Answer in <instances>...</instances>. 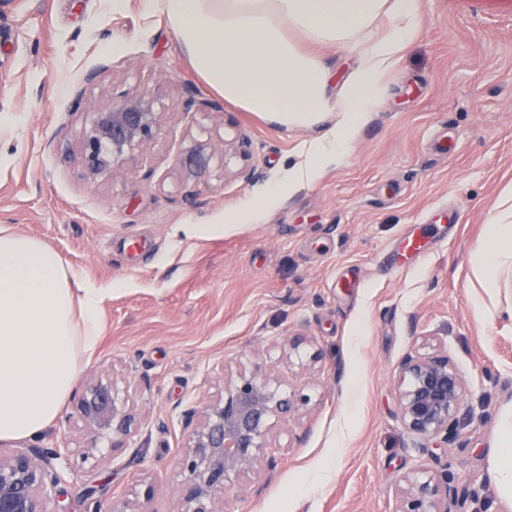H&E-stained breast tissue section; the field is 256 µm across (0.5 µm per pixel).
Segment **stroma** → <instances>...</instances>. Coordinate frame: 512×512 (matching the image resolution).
I'll return each instance as SVG.
<instances>
[{"instance_id": "obj_1", "label": "stroma", "mask_w": 512, "mask_h": 512, "mask_svg": "<svg viewBox=\"0 0 512 512\" xmlns=\"http://www.w3.org/2000/svg\"><path fill=\"white\" fill-rule=\"evenodd\" d=\"M419 13L345 164L245 224L240 204L287 181L340 113L289 128L225 101L143 0H0V113L21 119L0 129V225L110 291L95 353L34 441L72 450L50 512L124 501L178 512L182 412L215 394L223 363L259 367L308 401L276 420L274 468L243 477L222 512H396L403 476L418 470L447 473L450 512H508L487 459L512 414V239L494 272L473 255L512 213V0H419ZM132 92L159 101L160 127L119 173L91 175L89 114ZM239 139L247 156L225 153ZM194 140L215 156L189 179L176 159ZM409 233L425 236L427 258L390 266ZM288 337L308 370L284 354ZM427 337L469 388L472 422L445 449L397 416L398 364ZM106 374L129 385L133 418L87 458L75 407L86 380Z\"/></svg>"}]
</instances>
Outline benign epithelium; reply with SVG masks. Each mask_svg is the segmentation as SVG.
<instances>
[{
    "instance_id": "7a95c632",
    "label": "benign epithelium",
    "mask_w": 512,
    "mask_h": 512,
    "mask_svg": "<svg viewBox=\"0 0 512 512\" xmlns=\"http://www.w3.org/2000/svg\"><path fill=\"white\" fill-rule=\"evenodd\" d=\"M161 113L156 100L127 93L91 113L82 141L85 167L93 175L113 173L127 157L152 138ZM213 150L194 142L177 158L187 177L209 168ZM426 351L405 355L398 366V413L405 428L426 441L453 443L468 423L464 411L467 382L441 344L425 342ZM223 386L209 401L184 411L187 436L179 465L186 492L179 512H218L217 504L236 481L262 465L275 420L295 413L307 398L286 393L259 369L226 372ZM81 428L91 435L84 456L100 452V444L127 432L130 412L117 383L97 377L84 387L76 405ZM70 448L44 451L20 448L0 453V512H50L47 490L65 480ZM397 512H450L448 474L410 472L398 489Z\"/></svg>"
}]
</instances>
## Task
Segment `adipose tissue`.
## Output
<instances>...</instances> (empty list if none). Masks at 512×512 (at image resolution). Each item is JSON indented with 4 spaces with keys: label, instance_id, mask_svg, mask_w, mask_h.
<instances>
[{
    "label": "adipose tissue",
    "instance_id": "1",
    "mask_svg": "<svg viewBox=\"0 0 512 512\" xmlns=\"http://www.w3.org/2000/svg\"><path fill=\"white\" fill-rule=\"evenodd\" d=\"M161 8L198 76L248 112L306 128L330 112L335 129L312 142L288 184H314L341 164L365 114L382 98V77L420 24L418 0H146ZM388 32L361 45L382 16ZM358 49L340 90L319 52ZM107 289L82 279L46 243L0 226V441L33 440L57 420L85 357L101 337ZM489 466L512 500V419L501 421Z\"/></svg>",
    "mask_w": 512,
    "mask_h": 512
}]
</instances>
